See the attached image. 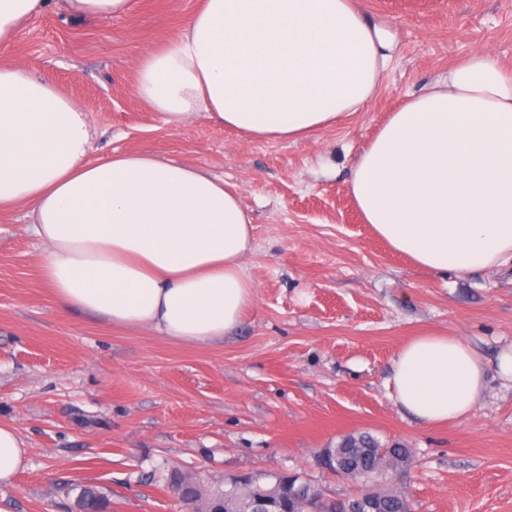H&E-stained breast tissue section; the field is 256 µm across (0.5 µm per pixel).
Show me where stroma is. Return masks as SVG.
Instances as JSON below:
<instances>
[{"instance_id":"obj_1","label":"stroma","mask_w":512,"mask_h":512,"mask_svg":"<svg viewBox=\"0 0 512 512\" xmlns=\"http://www.w3.org/2000/svg\"><path fill=\"white\" fill-rule=\"evenodd\" d=\"M393 38L360 112L300 141H241L205 115L174 129L135 93L142 58L178 36L201 0H132L121 17L72 15L61 0L0 45V63L49 75L88 114L90 153H151L237 185L254 224L247 319L224 339L176 341L60 310L25 211L0 213V423L27 442L0 512H78L98 485L107 512H183L172 473L202 482L299 473L325 494L356 486L315 457L367 431L412 452V512H512V266L464 277L395 254L348 194L354 160L389 112L486 51L512 67V0H358ZM446 333L488 364L464 419L417 424L388 380L400 348Z\"/></svg>"}]
</instances>
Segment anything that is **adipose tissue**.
<instances>
[{
	"instance_id": "ef3b65f1",
	"label": "adipose tissue",
	"mask_w": 512,
	"mask_h": 512,
	"mask_svg": "<svg viewBox=\"0 0 512 512\" xmlns=\"http://www.w3.org/2000/svg\"><path fill=\"white\" fill-rule=\"evenodd\" d=\"M357 0H203L145 55L137 97L179 128L205 114L246 141L298 140L361 111L392 58ZM84 110L48 79L0 64V210L24 208L60 308L186 343L236 329L255 283L254 226L236 185L149 153H89ZM365 223L419 267L465 276L512 261V72L478 51L410 98L354 161ZM486 367L452 335L393 360V397L423 425L465 417ZM0 423V484L26 457Z\"/></svg>"
}]
</instances>
